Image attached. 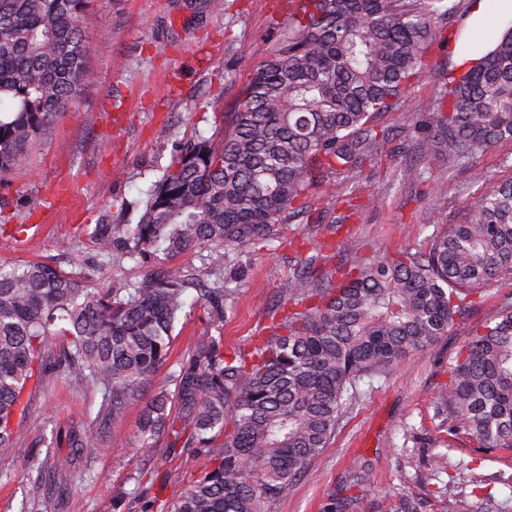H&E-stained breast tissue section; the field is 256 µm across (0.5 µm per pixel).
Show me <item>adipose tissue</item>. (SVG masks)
<instances>
[{
    "mask_svg": "<svg viewBox=\"0 0 512 512\" xmlns=\"http://www.w3.org/2000/svg\"><path fill=\"white\" fill-rule=\"evenodd\" d=\"M511 24L512 0H474L462 31V43L452 54L457 70H469L476 57L493 50Z\"/></svg>",
    "mask_w": 512,
    "mask_h": 512,
    "instance_id": "adipose-tissue-1",
    "label": "adipose tissue"
}]
</instances>
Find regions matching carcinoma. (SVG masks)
Masks as SVG:
<instances>
[{"mask_svg": "<svg viewBox=\"0 0 512 512\" xmlns=\"http://www.w3.org/2000/svg\"><path fill=\"white\" fill-rule=\"evenodd\" d=\"M270 57L242 83L216 135L186 140L146 193L135 224H97L104 255L152 257L158 268L126 288L89 284L56 266L0 268V448L22 431L30 384L61 370L92 381L102 400L70 446L98 453L100 430L121 419L168 359L193 289L213 330L175 372L180 418L166 395L146 405L139 442L189 452L201 476L166 512H271L328 447L358 384L381 378L448 334L490 281L512 278V180L494 186L457 224L436 225L424 249L369 256L354 239L347 278L323 271L318 248L293 259L270 336L245 353L224 345L221 273L244 251L274 246L298 219L319 231L311 197L343 184L396 136L381 122L428 68L443 21L465 0H289ZM89 0H0V182L29 163L80 86L91 83L81 18ZM421 155L447 173L512 139V32L448 82ZM206 245V282L175 259ZM58 354H53L54 348ZM441 400L448 436L512 448V299L464 336ZM58 488L68 465L42 462Z\"/></svg>", "mask_w": 512, "mask_h": 512, "instance_id": "cac0c4a2", "label": "carcinoma"}]
</instances>
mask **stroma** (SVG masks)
Returning <instances> with one entry per match:
<instances>
[{"label": "stroma", "instance_id": "35a3bbf8", "mask_svg": "<svg viewBox=\"0 0 512 512\" xmlns=\"http://www.w3.org/2000/svg\"><path fill=\"white\" fill-rule=\"evenodd\" d=\"M208 2L90 0L81 27L95 79L81 86L52 134L33 151L27 174L0 185V217L24 227L17 236L0 235L1 267L50 263L92 277L101 288L127 287L147 272L145 264L100 254L95 225L137 223L146 191L174 146L210 137L215 114L231 110L239 86L226 79V71L245 74L266 60L278 43L279 25L288 20L284 0H222L217 10ZM430 64L399 109L382 117L401 135L355 179L315 189L318 209L347 218V232L324 228L313 236L330 248L328 267L344 259L353 236L371 255L425 247L434 230L424 223L425 213L459 222L477 201L478 186L512 179V167L504 163L512 154L507 141L450 173L446 193H436L429 182L400 181V169L419 155L422 135L414 125L434 109L450 64L447 53L435 51ZM189 99L197 103L195 112L185 109ZM372 195L377 202L371 207ZM306 236L307 225H284L279 247L244 254L225 270V282L236 291L224 314L226 345L247 351L269 336L277 287L291 274L294 247ZM511 295L512 281L490 283L446 336L398 361L387 376L360 382V394L329 446L273 512H400L406 496L421 502L422 512H440L433 491L447 482L454 484L463 512H512V449L484 452L463 438L449 442L436 414L464 334L493 317ZM187 301L166 363L143 399L108 425L96 456L83 457L69 439L89 424L102 399L99 389L60 375L32 390L22 437L14 447L0 448V512H22L33 497L40 498L41 512H113L121 493L124 512H142L153 498L172 502L183 494L196 476L186 455L168 452L161 442L140 445L138 435L147 399L168 393L169 412L179 411L173 375L208 321L195 291H188ZM48 454L70 465V489L51 485L40 467ZM441 454L448 465L437 474L430 464ZM460 462L485 481L491 502L464 480H453Z\"/></svg>", "mask_w": 512, "mask_h": 512}]
</instances>
